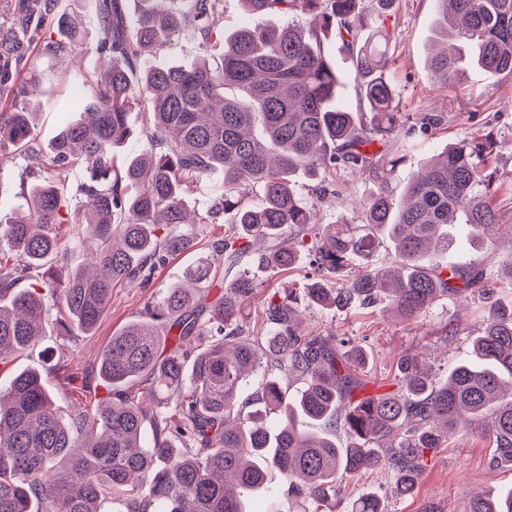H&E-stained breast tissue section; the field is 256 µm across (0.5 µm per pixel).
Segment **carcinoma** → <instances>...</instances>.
I'll list each match as a JSON object with an SVG mask.
<instances>
[{
    "label": "carcinoma",
    "instance_id": "carcinoma-1",
    "mask_svg": "<svg viewBox=\"0 0 512 512\" xmlns=\"http://www.w3.org/2000/svg\"><path fill=\"white\" fill-rule=\"evenodd\" d=\"M103 81L94 93L63 108L62 122L43 152L35 146L31 98L54 73H24L27 99L0 101V152L26 154L43 181L25 197L26 210L0 220V365L32 350L46 335L49 312L67 336L90 334L102 321L112 288L149 280L166 257L190 251V224L229 217L219 243L224 267L245 260L256 268L295 269L310 259L304 288L324 308L371 304L382 296L393 312L417 318L443 299L478 294L512 283V262L487 267L501 214L493 163L497 134L448 144L394 194V171L403 156L388 144L401 130L397 89L385 70L390 38L366 39L367 17L396 0H241L257 18L300 10L305 27L245 26L224 36L223 0H139L128 16L122 0H98ZM442 43L429 59L433 88L455 86L459 56L489 77L512 76V0H435ZM53 0H18L27 16L44 18ZM197 21L205 57L188 65L158 66L151 57L183 35L185 13ZM345 42L362 77L366 118L338 102L336 68L321 50L322 37ZM26 49L0 29V86ZM233 87L237 95L224 90ZM145 115L143 152L120 158L116 148L133 133L128 115ZM381 149H374L375 144ZM89 169L85 200L60 219L66 173ZM224 172L223 194L198 219L190 218L189 188ZM315 181L303 199L294 178ZM372 183L358 217L333 224L317 220L320 206L339 196L336 175ZM261 202L249 204L252 197ZM68 224L96 241L87 267L69 271ZM488 251L469 262L432 265L430 256L452 247V228ZM396 252V267L381 270L375 257L383 241ZM357 266L341 288H328ZM41 273V286L18 284ZM204 282L224 289L202 305ZM259 284L247 269L230 282L199 258L183 280L165 288L149 320L112 336L99 374L107 397L63 413L36 371L17 373L0 393V512H100L119 499L126 512H247L245 491L264 488L275 470L288 492L322 512L340 478L380 472L397 491L411 494L423 458L443 448L460 423L493 439L488 466L512 464V308L491 306L471 356L438 381L420 354L402 356L393 389L366 392L372 380L367 356L348 339L302 327L293 290L264 304L261 320L247 309ZM176 330L175 347L161 350L155 322ZM265 381L254 410L245 414L239 395L248 377ZM299 377L305 389L288 396L281 378ZM343 429L342 447L324 433L305 431L298 419ZM349 512H383L370 493L353 499ZM462 512H512V490L493 500L479 494Z\"/></svg>",
    "mask_w": 512,
    "mask_h": 512
}]
</instances>
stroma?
I'll return each mask as SVG.
<instances>
[{"mask_svg":"<svg viewBox=\"0 0 512 512\" xmlns=\"http://www.w3.org/2000/svg\"><path fill=\"white\" fill-rule=\"evenodd\" d=\"M59 2L74 21V28H61L53 21L44 23L26 55L27 66L48 70L56 68L57 62L47 54V42L62 41L77 51L76 75H63L43 96L45 105L37 118L36 132L44 145L53 139L61 125L62 115L55 108L56 102L72 94L92 92L100 57L96 0ZM437 19L435 0H398L393 10L373 23L374 28L385 29L395 43L388 68L397 85L399 110L404 118L412 122L423 112H435L444 117L431 134L399 137L394 150L404 154L405 160L395 172V182L404 185L448 142L495 131L502 140L498 166L504 176L497 200L504 224L512 225V78L496 80L481 69L469 66L464 71L461 86L445 93L433 91L428 79L427 58L438 44ZM324 47L341 74L340 100L347 107L357 108L359 81L351 57L339 39L326 38ZM31 167V161L23 155L0 159L1 216L23 204V188L32 186L36 180ZM336 187L340 196L335 203L321 206V223H332L342 215L355 216L360 196L371 190L368 183L350 179L346 174L337 177ZM191 231L199 241L195 249L170 257L155 269L148 284L114 289L110 306L94 333L73 338L48 331L31 353L0 370V390L8 388L16 373L37 369L43 371V382L62 409L103 396L105 389L101 386L88 390L68 385L65 374L49 372V364L63 352L67 355L68 372L87 378L93 376L113 334L143 317L147 304L157 303L162 289L181 281L188 266L203 256L212 263H221L215 246L224 236L223 224H196ZM295 298L311 329L352 339L355 346L369 354L370 376L387 381L392 379L396 363L406 351L421 353L428 370L437 379H444L449 367L468 354L470 340L478 335L491 302L470 296L453 302L443 301L426 315L406 321L397 317L385 301L343 310H322L311 305L303 293H296ZM450 324L456 326L457 331L448 337L444 328ZM491 454L489 437L453 438L449 447L427 452L422 477L411 495L397 494L387 479L368 473L353 481L341 480V491L326 512H348L350 501L364 493L377 495L385 512H461L473 494L495 497L512 488V470L488 468Z\"/></svg>","mask_w":512,"mask_h":512,"instance_id":"stroma-1","label":"stroma"}]
</instances>
